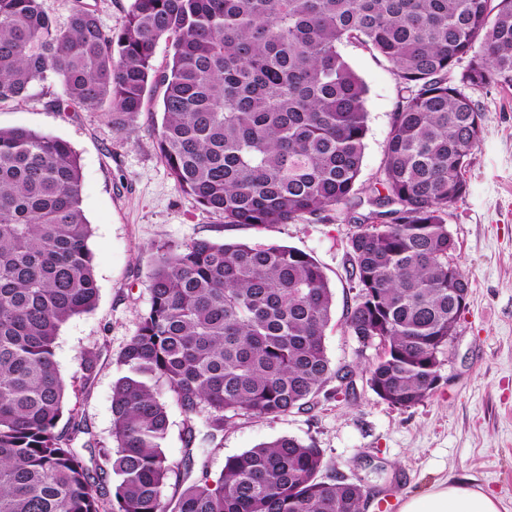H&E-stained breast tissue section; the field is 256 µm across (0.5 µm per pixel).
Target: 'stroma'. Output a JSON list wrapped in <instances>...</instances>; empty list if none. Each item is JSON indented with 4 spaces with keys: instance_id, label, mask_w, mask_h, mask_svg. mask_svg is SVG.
<instances>
[{
    "instance_id": "obj_1",
    "label": "stroma",
    "mask_w": 512,
    "mask_h": 512,
    "mask_svg": "<svg viewBox=\"0 0 512 512\" xmlns=\"http://www.w3.org/2000/svg\"><path fill=\"white\" fill-rule=\"evenodd\" d=\"M368 89L367 134L360 186L375 183L387 147L399 88L386 61L358 44L340 47ZM483 114L482 134L467 168L465 194L448 209L454 257L469 280L466 307L456 334L440 357L437 389L423 402L402 408L369 386L378 347H361L344 320L356 290L348 277V240L354 225L342 220L262 227L225 223L185 195L158 155L152 129L159 107L140 112L133 135L113 128L100 112L52 103L34 84L27 96L0 109L1 127H25L66 140L78 155L82 209L92 235L99 296L95 308L64 323L54 344L64 378L79 391L81 413L97 445L75 446L89 466L104 465L113 449L112 386L124 368L119 358L150 306L149 273L154 245L196 238L217 242L279 244L311 255L335 293V315L325 331L332 368L353 374V387L328 378L307 412L276 418L243 416L212 442H196L195 455L219 474L226 457L290 436L321 448L330 472L365 490L362 512H398L401 497L449 481L496 495L512 512V85L494 83L471 91ZM98 361L84 379L88 352ZM169 430L164 451L173 469L166 495L178 497L188 480L185 416L169 392Z\"/></svg>"
}]
</instances>
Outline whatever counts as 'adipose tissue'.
<instances>
[{
    "instance_id": "adipose-tissue-1",
    "label": "adipose tissue",
    "mask_w": 512,
    "mask_h": 512,
    "mask_svg": "<svg viewBox=\"0 0 512 512\" xmlns=\"http://www.w3.org/2000/svg\"><path fill=\"white\" fill-rule=\"evenodd\" d=\"M500 507L494 495L443 482L423 493L403 497L399 512H500Z\"/></svg>"
}]
</instances>
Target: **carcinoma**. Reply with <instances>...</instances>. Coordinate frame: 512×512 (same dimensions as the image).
I'll list each match as a JSON object with an SVG mask.
<instances>
[{"instance_id":"1","label":"carcinoma","mask_w":512,"mask_h":512,"mask_svg":"<svg viewBox=\"0 0 512 512\" xmlns=\"http://www.w3.org/2000/svg\"><path fill=\"white\" fill-rule=\"evenodd\" d=\"M161 40L170 60L158 70ZM345 42L383 58L400 86L381 177L364 190L367 88ZM49 80L57 106L102 112L123 133L159 104L161 161L226 224L322 222L368 193V213L349 217L358 293L346 327L364 347H387L369 369L380 398L410 408L433 392L469 288L446 224L480 140L482 114L462 87L512 84V0H131L116 29L86 0H72L64 26L43 0H0V107ZM90 234L70 144L0 128V512H361L363 486L286 436L227 457L214 479L204 460L176 500L165 495L158 384L185 415L188 476L202 411L213 440L238 416L307 411L329 376L347 379L326 354L334 295L324 271L280 245L155 247L151 305L112 390L118 448L105 469L85 464L73 448L89 433L79 390L54 343L97 302Z\"/></svg>"}]
</instances>
